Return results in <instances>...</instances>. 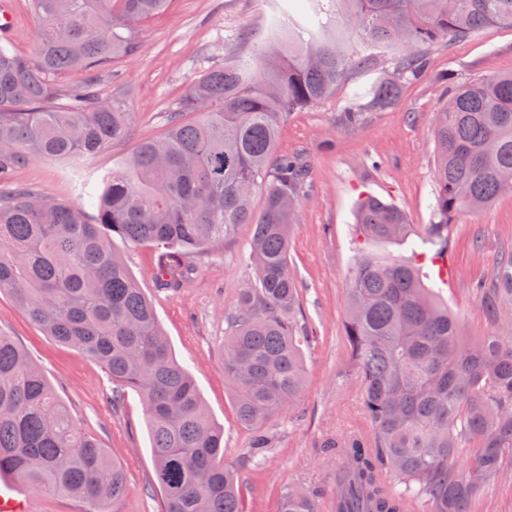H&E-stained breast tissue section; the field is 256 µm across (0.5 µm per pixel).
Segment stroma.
Segmentation results:
<instances>
[{"mask_svg": "<svg viewBox=\"0 0 512 512\" xmlns=\"http://www.w3.org/2000/svg\"><path fill=\"white\" fill-rule=\"evenodd\" d=\"M287 7V0H174L170 11L138 26L137 50L114 60L100 81L102 96L125 100L133 116L130 135L88 159L84 175L105 173L113 158L130 153L138 141L161 136L187 82L223 65L225 54L252 53V43L240 41V34H260L266 20ZM9 8L14 48L32 53L41 34L39 17L30 0H9ZM428 57V69L402 85L398 103L373 115L359 131L344 128L339 116L356 90L376 80L375 68L353 73L322 102L292 112L283 126L279 153L302 154L311 168L289 248L310 340L303 346L304 390L290 412L268 424L273 446L264 456L250 455L251 433L236 418L222 368L224 333L249 278L251 226H239L229 243L196 254L190 279L174 291L155 286L154 246L113 243L151 299L209 417L224 429V464L238 479L245 512H279L281 496L291 488L317 487L323 500L332 499L336 462L322 441L370 428L343 336L345 291L359 243L355 201L371 194L395 204L415 227L432 222L436 113L453 84L512 72V27L489 25L464 39L438 42ZM9 179L45 199H79L76 178L63 162L36 158ZM510 252L512 193H506L449 225L447 279H439L430 264L421 271L424 283L459 317L466 341L512 336V323L488 319L477 290L489 282L501 254ZM0 334L25 350L82 431L123 468L126 493L109 512H162L143 397L130 390L122 403L113 404L105 368L47 336L6 293L0 295Z\"/></svg>", "mask_w": 512, "mask_h": 512, "instance_id": "35a3bbf8", "label": "stroma"}]
</instances>
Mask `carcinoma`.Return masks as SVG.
<instances>
[{
    "label": "carcinoma",
    "instance_id": "carcinoma-1",
    "mask_svg": "<svg viewBox=\"0 0 512 512\" xmlns=\"http://www.w3.org/2000/svg\"><path fill=\"white\" fill-rule=\"evenodd\" d=\"M171 0H31L42 34L30 55L0 39V177L36 157L75 167L129 136L124 101L98 92V72L134 52L137 24ZM491 24L512 26V0H326L305 25L290 12L268 19L250 57L224 61L183 89L164 135L139 141L112 170L80 183L78 203L44 201L0 180V293L57 341L97 360L148 410L163 512H243L224 467V431L173 355L154 308L112 251L120 237L160 250L157 286L176 290L191 259L252 226L253 278L224 336V382L252 457L273 439L266 423L297 402L305 383L298 286L290 229L310 166L277 152L288 115L324 100L377 51L380 76L341 115L352 131L393 107L400 84L422 71L428 48ZM88 73L61 92L54 78ZM437 221L406 259L360 250L346 288L343 333L360 378L367 434L328 437L342 459L337 512H470L512 465V339L461 338L458 320L419 278L427 248L448 250V225L512 192V74L456 86L434 128ZM263 203L254 210L252 198ZM92 213H87L84 204ZM370 241H406L413 225L374 196L355 205ZM493 322L512 305V256L482 292ZM472 445L469 465L457 456ZM74 495L105 512L126 492L122 468L80 429L54 388L15 341L0 334V476ZM321 491L288 490L280 512H317Z\"/></svg>",
    "mask_w": 512,
    "mask_h": 512
}]
</instances>
